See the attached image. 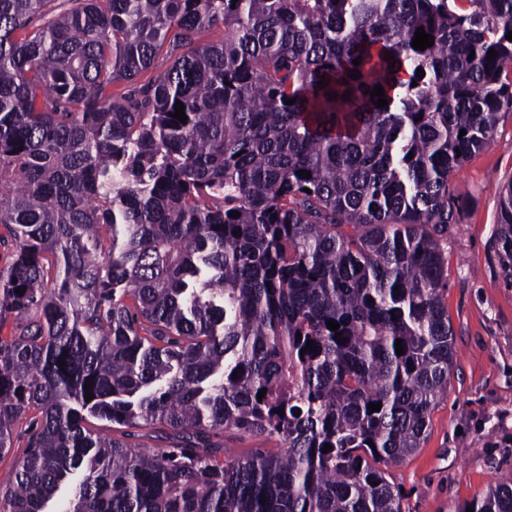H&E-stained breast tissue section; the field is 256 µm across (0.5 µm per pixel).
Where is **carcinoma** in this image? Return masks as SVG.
Instances as JSON below:
<instances>
[{"mask_svg": "<svg viewBox=\"0 0 512 512\" xmlns=\"http://www.w3.org/2000/svg\"><path fill=\"white\" fill-rule=\"evenodd\" d=\"M51 2L0 0V512H402L385 467L448 388V181L512 112V0ZM496 247L512 277V182ZM470 509L512 512V476ZM186 48L188 47L179 48L172 55L166 51H163L161 54H159L156 57L153 66L138 76L137 80L135 81L137 86H143L153 81L157 75L164 72L169 66H171L176 56L183 53ZM224 446L235 454H240L249 451L251 448H268L276 450L280 448V444L275 439L267 440L264 442L256 441L254 439L241 438L234 434H226L224 436Z\"/></svg>", "mask_w": 512, "mask_h": 512, "instance_id": "obj_1", "label": "carcinoma"}]
</instances>
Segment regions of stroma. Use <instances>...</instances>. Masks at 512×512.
<instances>
[{"label":"stroma","mask_w":512,"mask_h":512,"mask_svg":"<svg viewBox=\"0 0 512 512\" xmlns=\"http://www.w3.org/2000/svg\"><path fill=\"white\" fill-rule=\"evenodd\" d=\"M510 181L512 114L449 179L464 205L445 245L455 356L422 448L388 468L403 512H457L512 473V280L495 247L500 189Z\"/></svg>","instance_id":"35a3bbf8"}]
</instances>
